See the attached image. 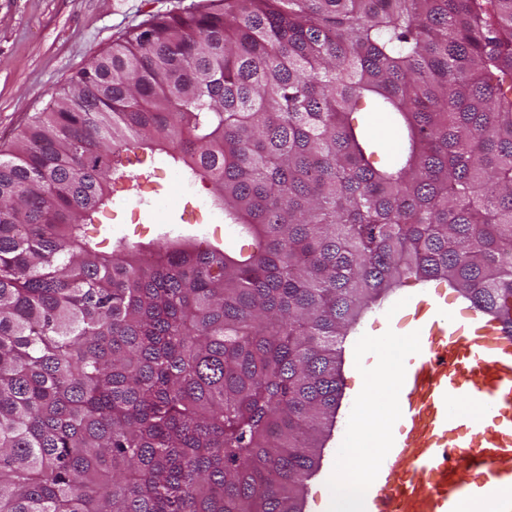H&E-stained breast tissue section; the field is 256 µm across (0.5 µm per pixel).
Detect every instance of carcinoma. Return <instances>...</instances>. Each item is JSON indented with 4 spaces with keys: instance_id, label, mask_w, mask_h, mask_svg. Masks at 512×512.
Segmentation results:
<instances>
[{
    "instance_id": "cac0c4a2",
    "label": "carcinoma",
    "mask_w": 512,
    "mask_h": 512,
    "mask_svg": "<svg viewBox=\"0 0 512 512\" xmlns=\"http://www.w3.org/2000/svg\"><path fill=\"white\" fill-rule=\"evenodd\" d=\"M385 112L379 144L349 120ZM157 151L255 254L100 252ZM512 328V0H201L0 157V512H302L344 343L408 279ZM353 124L365 126L371 137L381 143L383 151L372 158L376 165H384L399 141L398 130L392 126L382 112H356L352 115Z\"/></svg>"
}]
</instances>
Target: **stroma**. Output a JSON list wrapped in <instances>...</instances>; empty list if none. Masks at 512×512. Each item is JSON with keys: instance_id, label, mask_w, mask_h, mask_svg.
<instances>
[{"instance_id": "1", "label": "stroma", "mask_w": 512, "mask_h": 512, "mask_svg": "<svg viewBox=\"0 0 512 512\" xmlns=\"http://www.w3.org/2000/svg\"><path fill=\"white\" fill-rule=\"evenodd\" d=\"M196 0H0V150L8 149L18 131L49 106L53 96L87 67L93 56L111 50L115 43L144 30L156 16L176 14ZM356 124L365 126L383 150L376 164L389 161L399 134L381 112H357ZM87 234L100 251L117 242L156 245L177 238L201 245H220L249 255L256 240L232 224L216 206L207 185L189 177L180 163L166 153L148 158L137 189L118 183L111 206L101 211ZM444 297L453 312L467 309L466 301L450 292L446 282L404 283L369 310L352 330L345 349L359 347L365 366H372L374 349L388 336H407L410 322L399 310L407 297ZM356 380L344 375L345 396L326 451L339 442H355L357 427L368 433L381 431L386 422L392 388L378 381L363 401L351 393Z\"/></svg>"}]
</instances>
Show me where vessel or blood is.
I'll use <instances>...</instances> for the list:
<instances>
[{"label": "vessel or blood", "mask_w": 512, "mask_h": 512, "mask_svg": "<svg viewBox=\"0 0 512 512\" xmlns=\"http://www.w3.org/2000/svg\"><path fill=\"white\" fill-rule=\"evenodd\" d=\"M404 308L417 354L398 361L355 512H512V334L444 300Z\"/></svg>", "instance_id": "b4317fda"}]
</instances>
